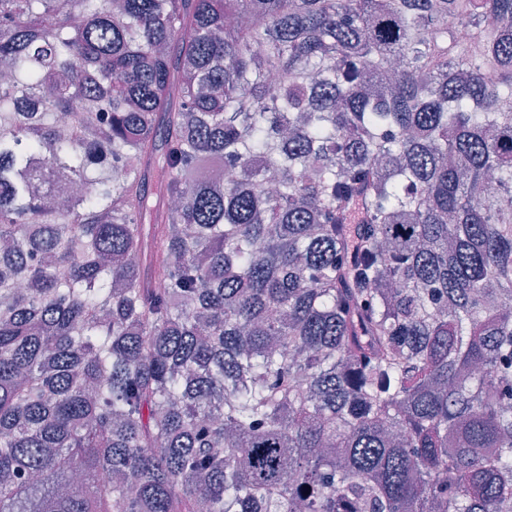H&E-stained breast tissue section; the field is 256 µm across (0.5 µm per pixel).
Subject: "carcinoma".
<instances>
[{"label": "carcinoma", "instance_id": "obj_1", "mask_svg": "<svg viewBox=\"0 0 512 512\" xmlns=\"http://www.w3.org/2000/svg\"><path fill=\"white\" fill-rule=\"evenodd\" d=\"M1 71L0 512H512V0H0Z\"/></svg>", "mask_w": 512, "mask_h": 512}]
</instances>
